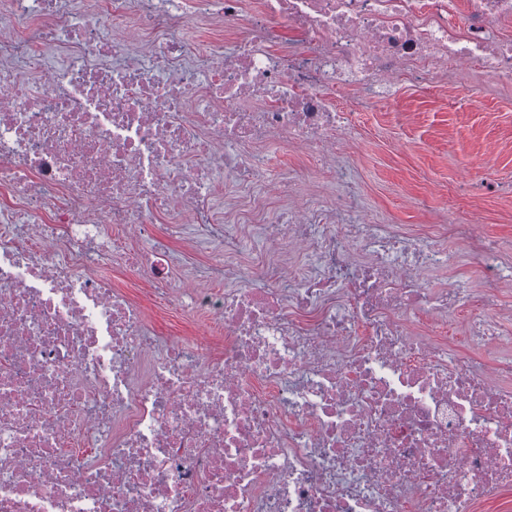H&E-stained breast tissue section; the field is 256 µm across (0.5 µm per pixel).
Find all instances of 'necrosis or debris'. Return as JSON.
Listing matches in <instances>:
<instances>
[{
  "mask_svg": "<svg viewBox=\"0 0 512 512\" xmlns=\"http://www.w3.org/2000/svg\"><path fill=\"white\" fill-rule=\"evenodd\" d=\"M170 2L0 0V512H482L512 488V359L464 348L512 342V262L476 237L482 288H434L448 225L341 220L313 194L223 226L213 188L250 196L275 141L331 160L340 91L447 62L512 76V0ZM217 17L231 43L191 63L179 31ZM187 211L223 232L227 289L173 293L136 248ZM101 253L212 341L146 331Z\"/></svg>",
  "mask_w": 512,
  "mask_h": 512,
  "instance_id": "1",
  "label": "necrosis or debris"
}]
</instances>
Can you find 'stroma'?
Instances as JSON below:
<instances>
[{"mask_svg": "<svg viewBox=\"0 0 512 512\" xmlns=\"http://www.w3.org/2000/svg\"><path fill=\"white\" fill-rule=\"evenodd\" d=\"M355 115L357 152L339 153L349 166L353 192L333 171L316 170L304 151L273 146L266 152V178L295 171L314 173L313 187L338 202L352 196L356 209L379 223L411 231L437 224L446 203L463 219L482 224L512 258V78L440 71L429 82L403 80L386 97L361 105L353 94L339 96ZM499 185L494 195L479 189L484 178ZM170 286H224V241L198 242L190 228L165 239ZM147 323L164 336H203L205 318L147 306Z\"/></svg>", "mask_w": 512, "mask_h": 512, "instance_id": "1", "label": "stroma"}]
</instances>
